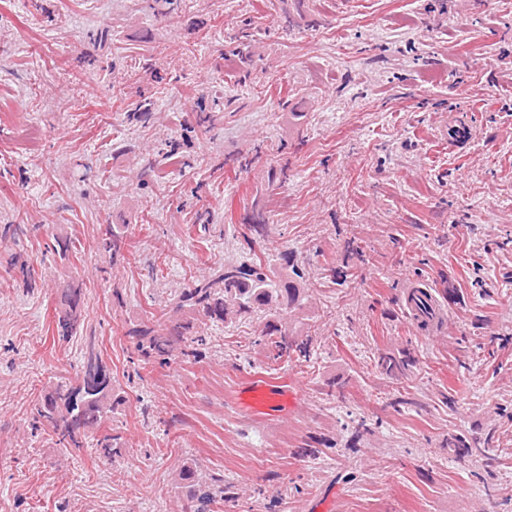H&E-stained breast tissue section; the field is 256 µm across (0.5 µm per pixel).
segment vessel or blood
<instances>
[{
  "label": "vessel or blood",
  "instance_id": "b4317fda",
  "mask_svg": "<svg viewBox=\"0 0 512 512\" xmlns=\"http://www.w3.org/2000/svg\"><path fill=\"white\" fill-rule=\"evenodd\" d=\"M448 131V141L454 146L468 144L474 136V129L463 114L449 120ZM406 307L416 322L438 323L442 320L429 286H421L413 299L407 300ZM302 399V388L296 382L283 383L263 374H254L242 381L235 402L248 413L272 416L292 413L298 409Z\"/></svg>",
  "mask_w": 512,
  "mask_h": 512
}]
</instances>
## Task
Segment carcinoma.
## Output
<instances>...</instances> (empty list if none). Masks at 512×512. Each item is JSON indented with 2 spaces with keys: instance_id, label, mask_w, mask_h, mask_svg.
Instances as JSON below:
<instances>
[{
  "instance_id": "cac0c4a2",
  "label": "carcinoma",
  "mask_w": 512,
  "mask_h": 512,
  "mask_svg": "<svg viewBox=\"0 0 512 512\" xmlns=\"http://www.w3.org/2000/svg\"><path fill=\"white\" fill-rule=\"evenodd\" d=\"M127 246L126 239L110 227L98 240V250L104 256L115 257ZM300 279L302 276L297 265L286 253L282 255V263L278 267L257 257L228 263L213 279L181 292L168 312L169 327L165 332L138 326L129 330V335L136 339L137 357L145 364H166L179 355L194 357L197 347L206 342L203 325L212 322L230 326L258 320L262 323L258 342L272 353L273 359L285 357L305 361L310 357L313 337L295 334L286 323L288 314L301 306L300 298L304 289L300 288ZM55 317L59 328L65 322L81 323L80 286L68 283L61 288ZM376 364L381 374L397 379L415 366L416 359L408 350L396 354L384 352L378 355ZM94 371L106 373L107 379L93 393L92 401L82 408L73 406L63 409L59 401L73 387L74 380L61 379L46 389L35 405L33 426L53 433L57 444L64 448H83L85 439L90 437L91 448L97 456L110 461L122 456L123 442L120 435L106 429L104 422L123 404V396L112 385L111 373L96 355L87 356L76 376ZM74 415L81 419L83 433L80 436L69 431L68 417ZM448 448L463 458L488 452L481 446L479 438L463 435L448 437ZM178 480L188 488L185 512H206L208 502L214 496L224 494V478L213 477L211 482L202 483L191 463L183 464L178 472Z\"/></svg>"
}]
</instances>
